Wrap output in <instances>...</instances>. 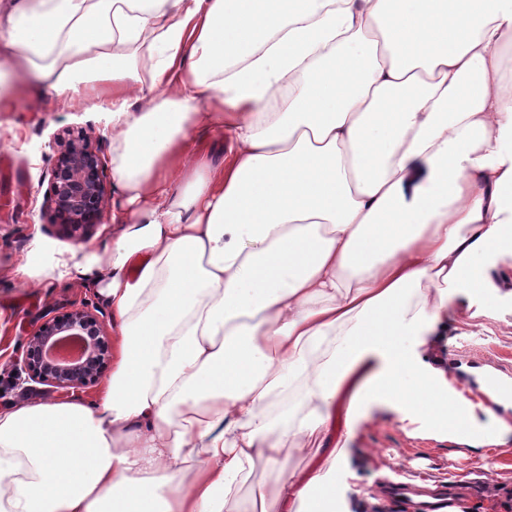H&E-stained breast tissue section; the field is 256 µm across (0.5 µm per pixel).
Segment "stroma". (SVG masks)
<instances>
[{
    "label": "stroma",
    "instance_id": "obj_1",
    "mask_svg": "<svg viewBox=\"0 0 512 512\" xmlns=\"http://www.w3.org/2000/svg\"><path fill=\"white\" fill-rule=\"evenodd\" d=\"M81 131L99 143L104 155L112 153V128L103 114L89 106L65 107L40 97L35 81H27L14 93L12 104L0 109V158H7L11 172L0 176V378L13 375V358L22 348L33 325L44 315H59L72 304L98 307L92 289L81 282L56 276L38 285L26 284L17 275L20 265L39 264L69 255L77 247L100 250L112 242V224L104 222L84 243L74 242L45 226L42 217L48 188L46 172L52 162V145L66 131ZM494 280L506 296L491 317L475 326L464 322L463 297L448 305L444 335L426 337L418 352L424 362L439 368L457 393L477 384L479 369L467 358L481 354L499 359L512 368V256L503 257ZM496 414L508 432L490 436L487 445L474 450L452 440H440L427 429L411 430L398 419L394 408L374 405L356 424L343 450L336 473L339 512H403L391 503L392 483H405L409 493H428L435 485L477 482L471 496L459 497L458 512H506L512 500V406ZM400 461L419 462L420 472L403 474L393 466ZM493 472H486V463ZM282 472L263 460L239 483L236 500L240 512H251L258 501H273Z\"/></svg>",
    "mask_w": 512,
    "mask_h": 512
}]
</instances>
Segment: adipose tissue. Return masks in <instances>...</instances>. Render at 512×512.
I'll list each match as a JSON object with an SVG mask.
<instances>
[{"instance_id": "1", "label": "adipose tissue", "mask_w": 512, "mask_h": 512, "mask_svg": "<svg viewBox=\"0 0 512 512\" xmlns=\"http://www.w3.org/2000/svg\"><path fill=\"white\" fill-rule=\"evenodd\" d=\"M0 55L111 124L117 226L61 262L112 375L0 407V512H239L312 440L274 503L336 512L342 403L507 432L416 347L458 295L490 316L512 255V0H0ZM316 448L288 449L286 468L283 473L273 470L264 460H256L252 470L239 483L236 500L241 512L251 510L259 503L260 496L265 499L267 508H272L274 492L278 481L292 471H301L308 467Z\"/></svg>"}]
</instances>
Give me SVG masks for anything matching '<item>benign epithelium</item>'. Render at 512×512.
<instances>
[{"label":"benign epithelium","instance_id":"7a95c632","mask_svg":"<svg viewBox=\"0 0 512 512\" xmlns=\"http://www.w3.org/2000/svg\"><path fill=\"white\" fill-rule=\"evenodd\" d=\"M107 193L101 149L80 131L59 140L43 205L46 223L84 241L104 223ZM110 356L97 310L74 305L35 325L17 354L16 381L26 378L53 392H82L99 382Z\"/></svg>","mask_w":512,"mask_h":512}]
</instances>
